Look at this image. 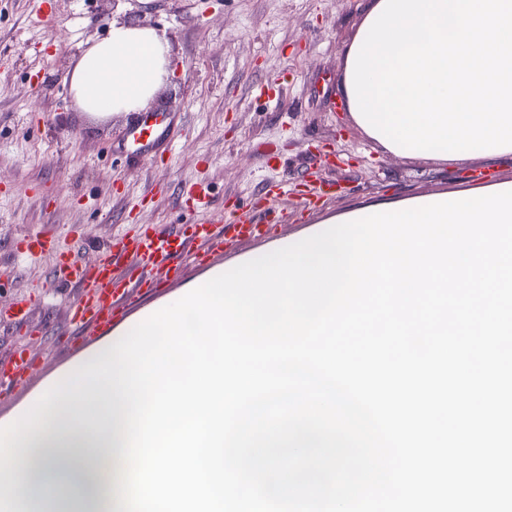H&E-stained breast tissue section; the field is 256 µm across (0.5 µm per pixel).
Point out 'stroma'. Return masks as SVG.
Here are the masks:
<instances>
[{
  "label": "stroma",
  "mask_w": 512,
  "mask_h": 512,
  "mask_svg": "<svg viewBox=\"0 0 512 512\" xmlns=\"http://www.w3.org/2000/svg\"><path fill=\"white\" fill-rule=\"evenodd\" d=\"M366 0H0V307L33 299L49 327L0 330V355L26 345L47 374L89 347L68 336L70 290L49 289L50 270L11 251L41 232L73 242L85 257L115 234L192 220L183 185L209 182L213 221L232 222L270 187L288 185L278 236L238 241L225 264L309 233L330 217L382 199L480 190L512 181V160L457 165L411 160L375 147L342 94L345 52ZM56 18L36 22L37 6ZM123 18L163 33L170 72L151 104L178 132L164 158L114 154L130 123L78 112L73 61ZM333 190L311 202L310 179Z\"/></svg>",
  "instance_id": "1"
}]
</instances>
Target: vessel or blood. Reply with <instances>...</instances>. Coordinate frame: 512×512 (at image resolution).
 <instances>
[{"label": "vessel or blood", "mask_w": 512, "mask_h": 512, "mask_svg": "<svg viewBox=\"0 0 512 512\" xmlns=\"http://www.w3.org/2000/svg\"><path fill=\"white\" fill-rule=\"evenodd\" d=\"M175 127L164 113H147L131 123L122 139L126 156L152 160L173 139ZM196 219L163 231L146 228L115 236L95 260L85 261L75 250L67 249L41 233H28L13 247L16 256L28 260L47 259L52 263L51 283L74 291L67 308L73 335L99 336L111 333L112 324L128 313L136 298L147 294L157 280L167 284L179 281L178 259L200 258L203 252L223 254L225 247L240 239H260L274 230L278 221L275 207L263 206L257 222L216 226L206 217L211 192L200 181L188 191ZM31 301L18 298L0 308V325L22 327L33 318ZM35 354L25 347L0 358V393L27 389L36 373Z\"/></svg>", "instance_id": "b4317fda"}]
</instances>
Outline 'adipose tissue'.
Segmentation results:
<instances>
[{
    "instance_id": "obj_1",
    "label": "adipose tissue",
    "mask_w": 512,
    "mask_h": 512,
    "mask_svg": "<svg viewBox=\"0 0 512 512\" xmlns=\"http://www.w3.org/2000/svg\"><path fill=\"white\" fill-rule=\"evenodd\" d=\"M170 64L166 39L113 21L77 59L70 90L91 117L137 112L155 97ZM119 401L99 385L54 401L25 444L38 455L0 473V512H96L111 452L121 449Z\"/></svg>"
}]
</instances>
